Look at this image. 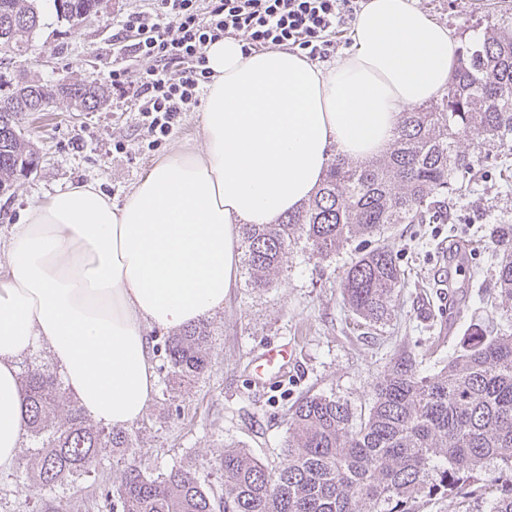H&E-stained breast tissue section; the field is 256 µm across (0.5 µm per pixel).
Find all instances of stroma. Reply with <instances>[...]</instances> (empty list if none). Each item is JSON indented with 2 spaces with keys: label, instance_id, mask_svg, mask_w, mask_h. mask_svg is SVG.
<instances>
[{
  "label": "stroma",
  "instance_id": "obj_1",
  "mask_svg": "<svg viewBox=\"0 0 512 512\" xmlns=\"http://www.w3.org/2000/svg\"><path fill=\"white\" fill-rule=\"evenodd\" d=\"M153 0H111L106 12L77 28L57 18L43 0V24L28 59L0 63V89L36 81L46 84L104 82L112 68V40L128 13L147 11ZM437 23L448 26L462 47L482 41L499 18H512V0H417ZM199 111L182 113L155 150L137 130L133 101L108 97L93 112H73L58 102L51 111L23 121L39 164L0 195V232L22 220L26 209L80 182L122 203L130 187L172 149L202 144ZM490 166H477L469 194L451 200L442 224H397L386 232L405 271L392 316L381 323L359 318L344 302L340 281L366 242L356 239L325 261L306 243L290 251L270 287L253 288L239 278L222 309L208 314L211 364L189 390L166 391L157 383L143 418L134 426L136 444L124 461L105 458L98 472L46 492L32 489L22 464L33 452L23 441L18 463L0 470V512H105L102 488H117L127 465L155 474L190 466L203 487L224 482L217 461L225 446L247 449L277 464L288 435L287 412L313 394L347 402L366 412L373 388L391 359L421 356L418 372L430 376L457 356L474 333L512 334V301L492 305L500 252L492 243L499 224H512V146L490 149ZM289 343L294 363L285 377L255 384L252 369L266 346Z\"/></svg>",
  "mask_w": 512,
  "mask_h": 512
}]
</instances>
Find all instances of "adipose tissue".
Instances as JSON below:
<instances>
[{
	"label": "adipose tissue",
	"mask_w": 512,
	"mask_h": 512,
	"mask_svg": "<svg viewBox=\"0 0 512 512\" xmlns=\"http://www.w3.org/2000/svg\"><path fill=\"white\" fill-rule=\"evenodd\" d=\"M330 63L285 47L208 45L203 146L161 157L112 203L92 183L29 208L0 253V469L25 432L17 362L45 346L92 421L128 429L156 388L151 327L181 329L223 306L242 227L274 224L323 182L332 154L363 162L404 109L437 99L458 42L415 0H366Z\"/></svg>",
	"instance_id": "obj_1"
}]
</instances>
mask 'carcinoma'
<instances>
[{
  "label": "carcinoma",
  "mask_w": 512,
  "mask_h": 512,
  "mask_svg": "<svg viewBox=\"0 0 512 512\" xmlns=\"http://www.w3.org/2000/svg\"><path fill=\"white\" fill-rule=\"evenodd\" d=\"M41 0H0V55L22 58L41 25ZM57 17L77 27L109 0H52ZM93 81L57 85L34 81L0 96L11 103L32 94L45 101L82 97V110L104 104ZM23 111L0 112V194L38 165L25 139ZM512 138V22H504L466 52L439 102L402 113L390 151L368 164L332 159L315 194L275 224L242 227L249 284L267 288L288 253L305 240L324 260L356 238L375 246L357 254L340 283L343 299L360 318H388L405 271L386 243L392 224L448 220V193L462 190L473 168L463 139L477 146ZM493 243L502 252L496 283L512 300V224H498ZM211 326L202 319L155 351L172 387L188 389L211 363ZM26 433L34 452L23 468L39 490L96 472L107 449L134 447L127 430L96 427L77 405L67 406L61 377L36 363L20 378ZM284 458L262 463L243 448L224 447L218 460L221 491L203 488L190 467L155 477L127 468L118 489L104 490L111 512H420L425 498H466L478 476L512 473V336H472L461 354L431 376L416 358L395 357L373 390L368 414L313 395L291 408ZM490 512H512V484L500 489Z\"/></svg>",
  "instance_id": "cac0c4a2"
}]
</instances>
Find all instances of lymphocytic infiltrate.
Masks as SVG:
<instances>
[{
  "instance_id": "f902f5d3",
  "label": "lymphocytic infiltrate",
  "mask_w": 512,
  "mask_h": 512,
  "mask_svg": "<svg viewBox=\"0 0 512 512\" xmlns=\"http://www.w3.org/2000/svg\"><path fill=\"white\" fill-rule=\"evenodd\" d=\"M363 0H155L153 13H131L122 31L136 33L134 43L115 39L117 61L109 74L113 94L134 100L138 126L152 145L169 136L181 113L193 111L211 82L205 54L208 44L243 35L250 50L291 46L310 59L334 52ZM151 61L138 84L128 80L119 56Z\"/></svg>"
}]
</instances>
